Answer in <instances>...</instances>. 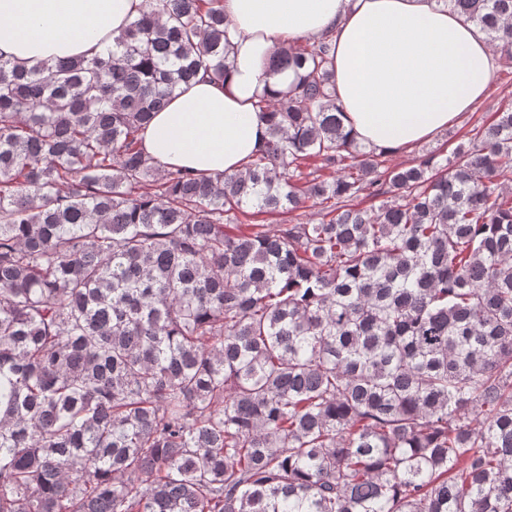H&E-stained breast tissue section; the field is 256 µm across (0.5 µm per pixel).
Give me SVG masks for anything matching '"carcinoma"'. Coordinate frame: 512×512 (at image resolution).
Wrapping results in <instances>:
<instances>
[{"label":"carcinoma","mask_w":512,"mask_h":512,"mask_svg":"<svg viewBox=\"0 0 512 512\" xmlns=\"http://www.w3.org/2000/svg\"><path fill=\"white\" fill-rule=\"evenodd\" d=\"M443 2L512 57V0ZM228 51L222 0H145L102 57L0 56V512H512V107L388 167L327 35L243 171H161ZM312 202H308L305 208L293 214H265L250 219L247 224H270L275 227L278 224H295L300 222H317L320 218L318 207L313 206Z\"/></svg>","instance_id":"obj_1"}]
</instances>
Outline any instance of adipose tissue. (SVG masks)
Returning <instances> with one entry per match:
<instances>
[{
  "mask_svg": "<svg viewBox=\"0 0 512 512\" xmlns=\"http://www.w3.org/2000/svg\"><path fill=\"white\" fill-rule=\"evenodd\" d=\"M143 0H0V55L21 63L91 56ZM231 52L223 79L197 77L155 113L145 153L195 174L241 171L269 128L259 99L296 83L266 58L282 43L333 36L343 124L371 149L397 154L480 102L496 58L485 34L442 0H224Z\"/></svg>",
  "mask_w": 512,
  "mask_h": 512,
  "instance_id": "ef3b65f1",
  "label": "adipose tissue"
}]
</instances>
